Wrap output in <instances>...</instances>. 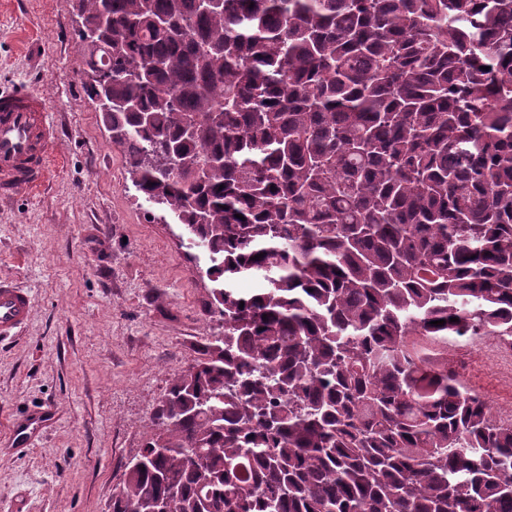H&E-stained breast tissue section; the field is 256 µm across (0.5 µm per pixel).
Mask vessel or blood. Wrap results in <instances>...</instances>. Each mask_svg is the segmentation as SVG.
Wrapping results in <instances>:
<instances>
[{"label":"vessel or blood","instance_id":"1","mask_svg":"<svg viewBox=\"0 0 512 512\" xmlns=\"http://www.w3.org/2000/svg\"><path fill=\"white\" fill-rule=\"evenodd\" d=\"M56 135L46 102L25 85L0 91V198L21 188L37 187L48 166V147ZM32 308L28 291L11 279L0 278V338L16 334ZM44 413L16 420L14 437L19 447L31 446L46 428Z\"/></svg>","mask_w":512,"mask_h":512}]
</instances>
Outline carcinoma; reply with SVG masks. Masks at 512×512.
I'll return each mask as SVG.
<instances>
[{
  "instance_id": "carcinoma-1",
  "label": "carcinoma",
  "mask_w": 512,
  "mask_h": 512,
  "mask_svg": "<svg viewBox=\"0 0 512 512\" xmlns=\"http://www.w3.org/2000/svg\"><path fill=\"white\" fill-rule=\"evenodd\" d=\"M77 9L87 96L224 319L112 512H512V424L432 358L512 336V0Z\"/></svg>"
}]
</instances>
